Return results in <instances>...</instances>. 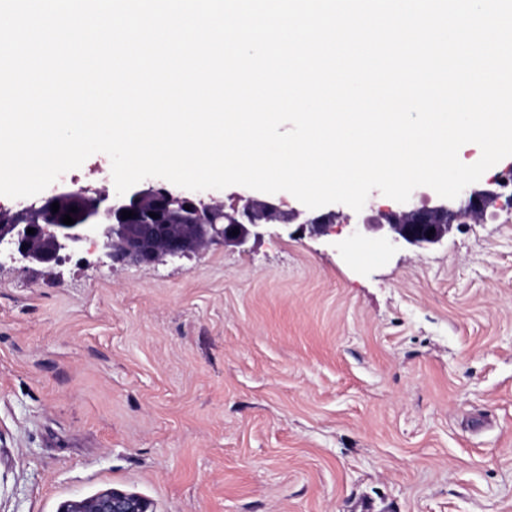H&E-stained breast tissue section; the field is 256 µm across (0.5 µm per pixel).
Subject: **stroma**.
<instances>
[{"instance_id":"1","label":"stroma","mask_w":512,"mask_h":512,"mask_svg":"<svg viewBox=\"0 0 512 512\" xmlns=\"http://www.w3.org/2000/svg\"><path fill=\"white\" fill-rule=\"evenodd\" d=\"M512 512V207L414 254L286 232L0 260V512ZM59 512H156L153 503L140 495L117 489L65 502Z\"/></svg>"}]
</instances>
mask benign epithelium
I'll use <instances>...</instances> for the list:
<instances>
[{"instance_id": "benign-epithelium-1", "label": "benign epithelium", "mask_w": 512, "mask_h": 512, "mask_svg": "<svg viewBox=\"0 0 512 512\" xmlns=\"http://www.w3.org/2000/svg\"><path fill=\"white\" fill-rule=\"evenodd\" d=\"M505 186L502 175L489 178L485 186L469 185L455 199L437 198L426 209H418L410 201L384 212L383 224H352L345 238L338 242L351 248L372 234V240L386 249H404L415 254L441 244L454 223L467 215L482 216L500 198ZM59 203L58 212L52 204ZM75 207L77 211L69 212ZM134 216L124 219L122 211ZM156 214L152 218L149 213ZM75 220L62 222L65 214ZM280 206L271 200L260 201L240 194L225 210L224 203L169 189L149 178L139 182L123 195L102 189L89 193L62 184L43 194L30 205L14 211L11 222L0 223V256L27 266L58 264L79 253L88 243L95 244L111 261L149 265L159 257L181 259L201 252L212 244L246 249L275 230L270 224L281 217ZM289 223L280 230L309 232L319 237L336 233V212H316L293 208L286 212ZM32 228L34 233L26 230ZM435 229L432 236L427 231ZM239 234H232L233 230ZM59 512H156L153 503L140 495L117 489L104 490L94 496L65 502Z\"/></svg>"}]
</instances>
